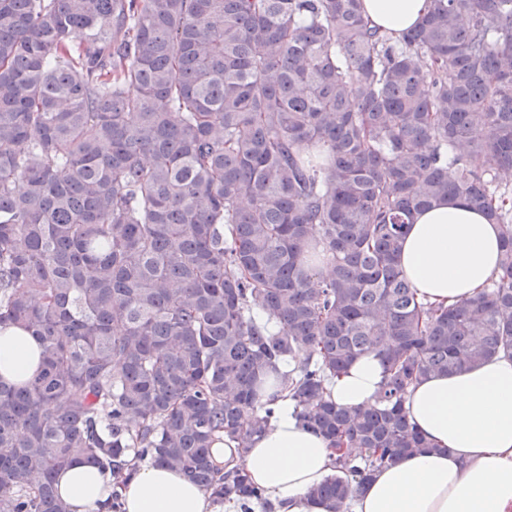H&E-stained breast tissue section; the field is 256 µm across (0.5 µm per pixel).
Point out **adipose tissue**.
<instances>
[{
	"label": "adipose tissue",
	"mask_w": 512,
	"mask_h": 512,
	"mask_svg": "<svg viewBox=\"0 0 512 512\" xmlns=\"http://www.w3.org/2000/svg\"><path fill=\"white\" fill-rule=\"evenodd\" d=\"M428 0H364L372 24L398 35L412 28ZM498 225L459 200L443 201L414 215L398 265L432 302L474 298L496 272ZM40 348L16 327L0 329V378L26 381L36 372ZM383 379L378 354L359 356L328 387L336 403L359 407L375 399ZM412 422L429 440L362 487L351 512H512V360L493 358L454 375L419 382L406 399ZM327 440L280 399L266 433L246 455L216 446L218 465L243 464L252 481L283 504L281 512H327L311 490L332 473ZM59 491L72 512H102L110 485L98 470L77 464L59 476ZM124 512H212L208 494L181 472L145 464L124 492Z\"/></svg>",
	"instance_id": "obj_1"
}]
</instances>
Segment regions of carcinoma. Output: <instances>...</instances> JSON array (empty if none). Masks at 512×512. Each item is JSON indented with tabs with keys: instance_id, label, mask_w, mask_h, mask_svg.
<instances>
[{
	"instance_id": "1",
	"label": "carcinoma",
	"mask_w": 512,
	"mask_h": 512,
	"mask_svg": "<svg viewBox=\"0 0 512 512\" xmlns=\"http://www.w3.org/2000/svg\"><path fill=\"white\" fill-rule=\"evenodd\" d=\"M499 226L474 299L417 296L397 265L418 211ZM40 369L0 380V512H70L58 473L143 463L276 512L244 467L282 375L336 452L311 496L348 512L430 447L423 379L512 358V0H430L410 30L363 0H0V328ZM380 350L375 400L329 384ZM286 361L295 366L280 373Z\"/></svg>"
}]
</instances>
